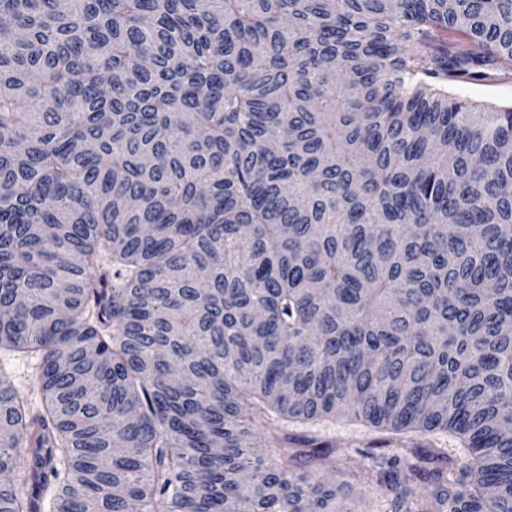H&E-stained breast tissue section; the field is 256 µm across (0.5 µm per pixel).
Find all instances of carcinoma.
Instances as JSON below:
<instances>
[{"mask_svg": "<svg viewBox=\"0 0 512 512\" xmlns=\"http://www.w3.org/2000/svg\"><path fill=\"white\" fill-rule=\"evenodd\" d=\"M0 17V349L42 396L0 378V512H345L279 433L342 416L389 512H512V109L441 87L512 70V0ZM39 360L33 355L0 351V375L26 395L34 411L41 407V394L36 383Z\"/></svg>", "mask_w": 512, "mask_h": 512, "instance_id": "carcinoma-1", "label": "carcinoma"}]
</instances>
